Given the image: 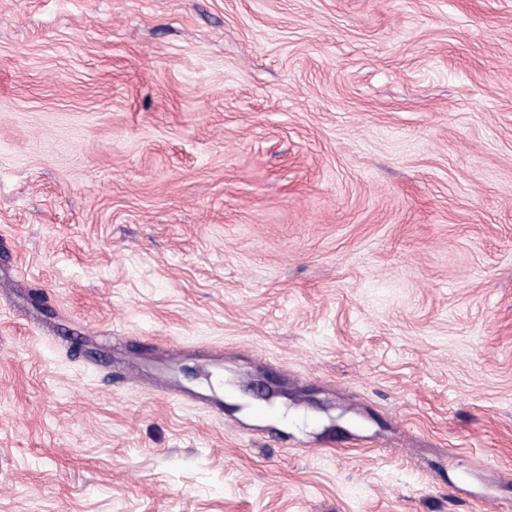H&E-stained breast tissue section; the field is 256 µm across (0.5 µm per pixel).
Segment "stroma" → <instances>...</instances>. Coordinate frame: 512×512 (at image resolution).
<instances>
[{"label":"stroma","mask_w":512,"mask_h":512,"mask_svg":"<svg viewBox=\"0 0 512 512\" xmlns=\"http://www.w3.org/2000/svg\"><path fill=\"white\" fill-rule=\"evenodd\" d=\"M0 512H512V0H0Z\"/></svg>","instance_id":"35a3bbf8"}]
</instances>
